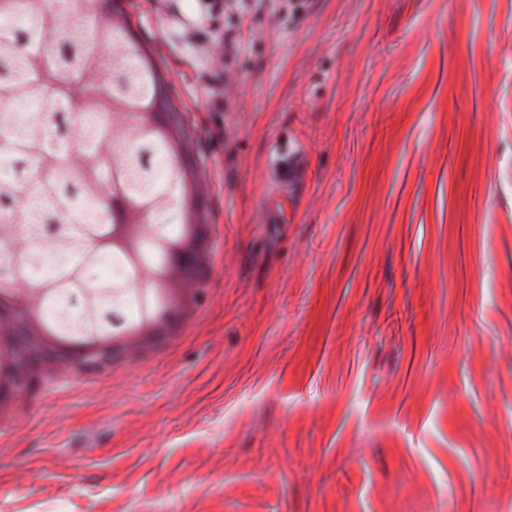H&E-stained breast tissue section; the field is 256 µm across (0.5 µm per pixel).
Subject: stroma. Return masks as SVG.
I'll return each instance as SVG.
<instances>
[{
	"instance_id": "35a3bbf8",
	"label": "stroma",
	"mask_w": 512,
	"mask_h": 512,
	"mask_svg": "<svg viewBox=\"0 0 512 512\" xmlns=\"http://www.w3.org/2000/svg\"><path fill=\"white\" fill-rule=\"evenodd\" d=\"M122 7L211 274L150 354L21 395L0 512H512V0Z\"/></svg>"
}]
</instances>
